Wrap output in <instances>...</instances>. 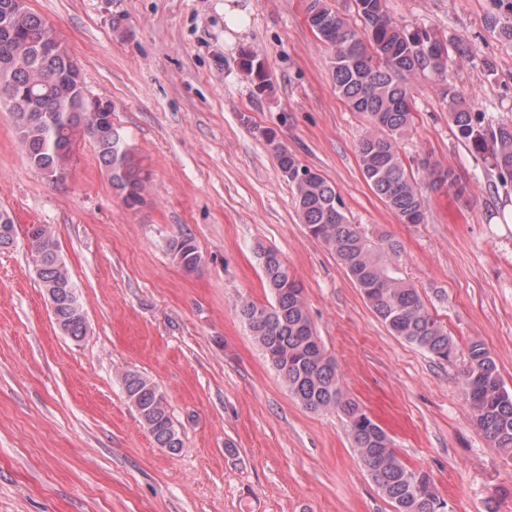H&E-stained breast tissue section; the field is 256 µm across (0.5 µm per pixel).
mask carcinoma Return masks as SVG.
Returning <instances> with one entry per match:
<instances>
[{
    "mask_svg": "<svg viewBox=\"0 0 512 512\" xmlns=\"http://www.w3.org/2000/svg\"><path fill=\"white\" fill-rule=\"evenodd\" d=\"M12 0H0V106L12 116L28 162L50 183L69 170L74 143L94 142L100 166L126 207L144 203L148 177L119 128L112 141L100 144L99 117L84 105L83 81L77 63L57 38L52 25L36 13L8 12ZM306 18L328 53L337 93L355 112L367 116L371 131L356 146L362 174L376 195L403 224L425 221L424 184L451 182V173L427 158L419 160L417 176L400 151L403 135L414 124L415 106L409 79L430 70L445 84L440 89L448 122L456 137L488 160L503 181H512V121L484 122L458 86L448 80V47L428 32H410L384 10V0H352L362 27L332 10L326 0H305ZM489 25L500 40L512 44V0H495ZM241 69L256 89L265 91L267 73L257 55L245 52ZM278 167L288 180L298 216L313 239L336 254L353 284L388 331L445 361L455 358L456 342L427 308L418 289L399 276L400 243L381 234L375 238L352 224L335 187L322 174L302 164L287 149L275 146ZM40 288L56 291L50 300L61 332L75 340L87 325L77 307L65 265L57 258L58 242L44 224L31 242ZM173 260L187 273L201 263L193 238L180 235L169 242ZM257 258L272 302L243 299L239 314L250 335L275 368L289 393L311 412L335 411L348 425L357 458L395 512H447V503L431 475L411 468L397 456L384 428L343 389L336 360L315 333L303 288L288 270L281 253L259 247ZM122 386L155 444L171 452L183 448L163 394L136 370L121 376ZM462 392L473 424L506 456L512 457V391L480 341H472L463 357Z\"/></svg>",
    "mask_w": 512,
    "mask_h": 512,
    "instance_id": "obj_1",
    "label": "carcinoma"
}]
</instances>
